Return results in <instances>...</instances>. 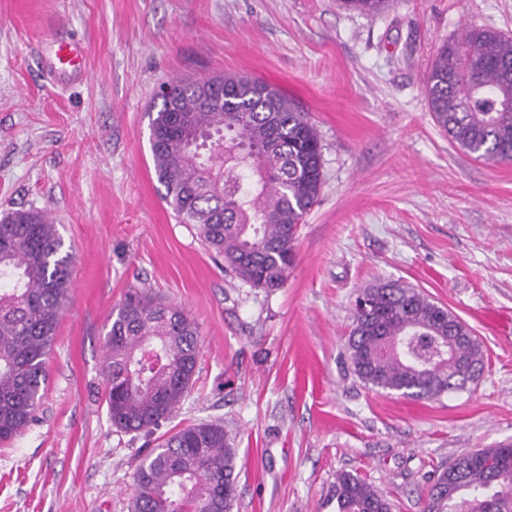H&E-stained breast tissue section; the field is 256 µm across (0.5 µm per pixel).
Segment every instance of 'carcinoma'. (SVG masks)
<instances>
[{
    "instance_id": "cac0c4a2",
    "label": "carcinoma",
    "mask_w": 512,
    "mask_h": 512,
    "mask_svg": "<svg viewBox=\"0 0 512 512\" xmlns=\"http://www.w3.org/2000/svg\"><path fill=\"white\" fill-rule=\"evenodd\" d=\"M395 0H341L378 15ZM512 38L468 30L442 46L427 76L435 124L467 153L512 162ZM232 103L196 80L168 82L150 119L163 198L194 225L225 268L253 288L282 287L295 260V232L324 181L322 144L308 113L280 90L237 72L212 77ZM186 127L170 129L169 105ZM72 255L42 210L0 219V444L36 419L47 385L45 356L68 300ZM198 326L183 309L134 294L104 339L105 399L112 426L151 432L178 408L194 377ZM345 355L366 386L414 399L460 391L485 368L468 327L417 288L380 283L355 300ZM237 449L220 423L189 425L148 451L134 472L132 512H231ZM336 512H392L365 478L336 476ZM423 512H512V443L467 453L437 469Z\"/></svg>"
}]
</instances>
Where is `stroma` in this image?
Wrapping results in <instances>:
<instances>
[{"mask_svg":"<svg viewBox=\"0 0 512 512\" xmlns=\"http://www.w3.org/2000/svg\"><path fill=\"white\" fill-rule=\"evenodd\" d=\"M471 28L512 37V0H0V216L48 211L74 256L36 421L0 445V512H130L149 448L221 422L237 450L232 512H336V475L422 512L435 470L512 442V163L475 160L435 125L426 80ZM81 49L59 71L58 42ZM239 72L309 112L324 183L283 288L225 271L162 198L150 110L172 78ZM419 288L472 331L481 376L436 400L366 387L344 344L358 292ZM136 289L199 327L179 409L113 428L105 334ZM395 0H341L340 3L348 11L363 15H378L392 8Z\"/></svg>","mask_w":512,"mask_h":512,"instance_id":"obj_1","label":"stroma"}]
</instances>
